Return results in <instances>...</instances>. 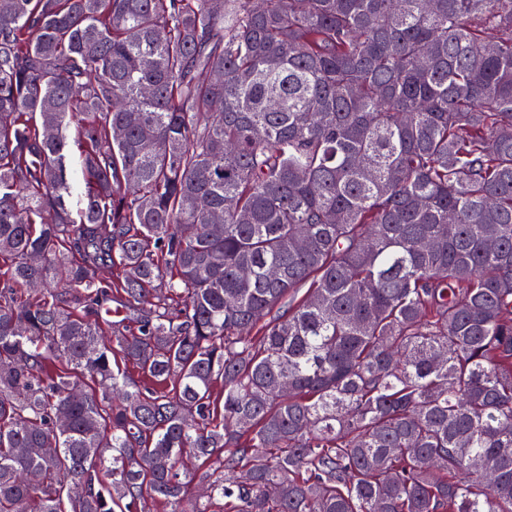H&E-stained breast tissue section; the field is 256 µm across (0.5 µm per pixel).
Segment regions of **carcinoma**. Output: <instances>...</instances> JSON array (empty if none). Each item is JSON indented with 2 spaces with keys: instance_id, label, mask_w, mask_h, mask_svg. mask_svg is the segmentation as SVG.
Segmentation results:
<instances>
[{
  "instance_id": "carcinoma-1",
  "label": "carcinoma",
  "mask_w": 512,
  "mask_h": 512,
  "mask_svg": "<svg viewBox=\"0 0 512 512\" xmlns=\"http://www.w3.org/2000/svg\"><path fill=\"white\" fill-rule=\"evenodd\" d=\"M218 498L512 512V0L0 9V512Z\"/></svg>"
}]
</instances>
